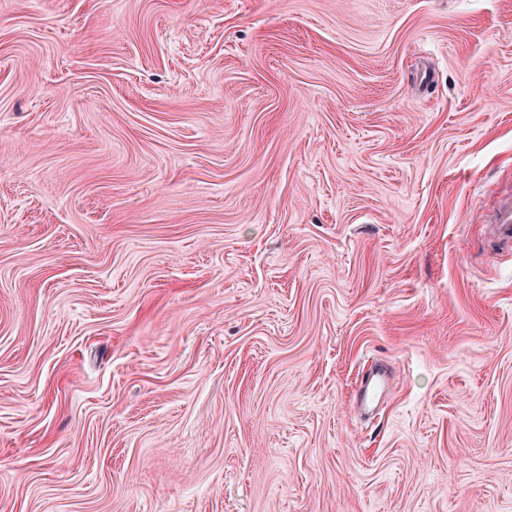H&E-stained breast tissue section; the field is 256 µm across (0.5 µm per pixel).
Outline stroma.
Returning a JSON list of instances; mask_svg holds the SVG:
<instances>
[{"label": "stroma", "mask_w": 512, "mask_h": 512, "mask_svg": "<svg viewBox=\"0 0 512 512\" xmlns=\"http://www.w3.org/2000/svg\"><path fill=\"white\" fill-rule=\"evenodd\" d=\"M506 192L512 0H0V512H512ZM488 224L495 240L502 244L512 242V192L498 199ZM388 391L384 374L375 373L363 378L360 383L355 406L362 412L379 410L381 399Z\"/></svg>", "instance_id": "obj_1"}]
</instances>
